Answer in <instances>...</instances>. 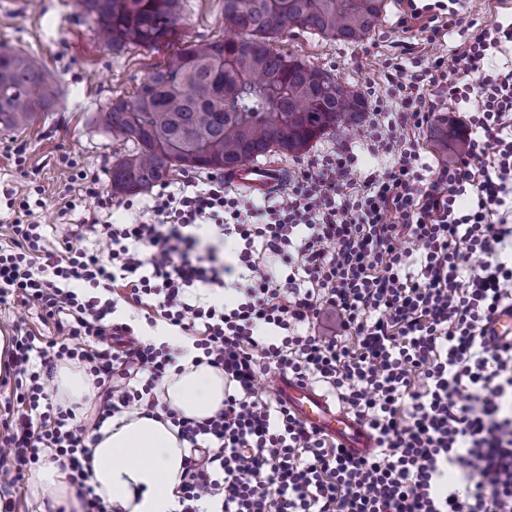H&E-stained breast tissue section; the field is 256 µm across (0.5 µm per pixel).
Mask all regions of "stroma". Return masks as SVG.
<instances>
[{
    "mask_svg": "<svg viewBox=\"0 0 512 512\" xmlns=\"http://www.w3.org/2000/svg\"><path fill=\"white\" fill-rule=\"evenodd\" d=\"M183 21L176 33L155 48L107 45L75 0H0V45L21 49L52 69L63 91L60 111L38 118L26 130L0 133V186L32 187L44 207L34 221L56 224L65 188L77 171L97 175L109 185L113 161L132 150L91 123L94 112L119 98L132 97L143 78L159 66L182 40L216 39L224 34V0H182ZM407 0H386V10L370 36L359 44L330 42L301 30L286 32L274 43L278 52L307 60L340 82L363 86L393 57L400 41L418 43L422 53L446 56L468 35L471 22L512 17V0H468L460 23L440 41H422L423 19L402 25ZM23 165H16V157ZM35 336L36 345L54 338L53 324L43 322L34 306L0 305V333L17 329Z\"/></svg>",
    "mask_w": 512,
    "mask_h": 512,
    "instance_id": "stroma-1",
    "label": "stroma"
}]
</instances>
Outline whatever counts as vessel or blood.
<instances>
[{
  "label": "vessel or blood",
  "instance_id": "b4317fda",
  "mask_svg": "<svg viewBox=\"0 0 512 512\" xmlns=\"http://www.w3.org/2000/svg\"><path fill=\"white\" fill-rule=\"evenodd\" d=\"M283 176L279 164L253 162L244 163L224 174L225 180L233 186L261 194L273 189ZM273 394L286 403L302 422L336 438L351 454L366 456L372 453L373 442L364 427L315 388L280 376L273 382Z\"/></svg>",
  "mask_w": 512,
  "mask_h": 512
}]
</instances>
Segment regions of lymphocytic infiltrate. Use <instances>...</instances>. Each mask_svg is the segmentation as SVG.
Here are the masks:
<instances>
[{"instance_id": "f902f5d3", "label": "lymphocytic infiltrate", "mask_w": 512, "mask_h": 512, "mask_svg": "<svg viewBox=\"0 0 512 512\" xmlns=\"http://www.w3.org/2000/svg\"><path fill=\"white\" fill-rule=\"evenodd\" d=\"M379 80L362 135L310 154L264 202L189 176L152 195L149 220L117 222L83 172L60 213L89 197L97 212L48 228L21 190L1 193L24 217L0 242V304L35 305L60 333L12 339L1 488L62 457L87 512H110L85 436L142 409L187 443L182 512H512V343L490 333L512 308V21L477 27L448 59L404 49ZM463 102L468 152L430 165L425 129ZM122 301L223 371L220 413L198 422L161 400L175 355L115 320ZM67 363L100 391L93 425L52 400ZM263 372L333 393L373 452L302 423L259 388Z\"/></svg>"}]
</instances>
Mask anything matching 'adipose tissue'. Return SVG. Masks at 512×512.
Returning a JSON list of instances; mask_svg holds the SVG:
<instances>
[{
  "label": "adipose tissue",
  "mask_w": 512,
  "mask_h": 512,
  "mask_svg": "<svg viewBox=\"0 0 512 512\" xmlns=\"http://www.w3.org/2000/svg\"><path fill=\"white\" fill-rule=\"evenodd\" d=\"M156 343L179 348L163 383L164 403L180 415L202 421L224 407V373L199 359L200 352L172 329ZM90 481L113 512H179L178 485L187 451L169 421L137 410L101 429L90 446ZM31 492L50 499L54 512H84V502L59 463L35 474Z\"/></svg>",
  "instance_id": "ef3b65f1"
}]
</instances>
